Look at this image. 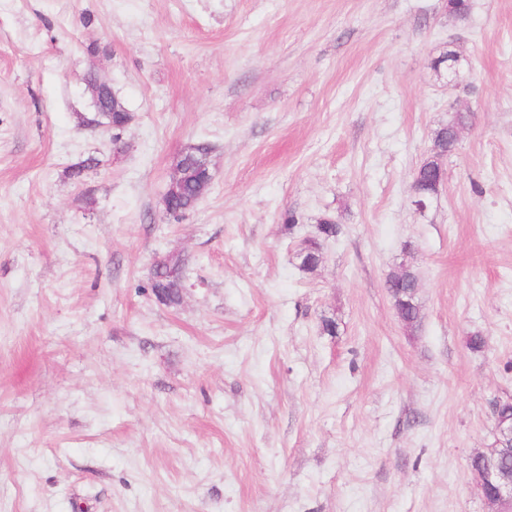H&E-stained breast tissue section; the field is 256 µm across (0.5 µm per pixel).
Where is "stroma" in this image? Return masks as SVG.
Returning a JSON list of instances; mask_svg holds the SVG:
<instances>
[{"label":"stroma","mask_w":512,"mask_h":512,"mask_svg":"<svg viewBox=\"0 0 512 512\" xmlns=\"http://www.w3.org/2000/svg\"><path fill=\"white\" fill-rule=\"evenodd\" d=\"M470 4L0 0V512H488L468 467L512 397V0ZM194 144L213 181L171 221ZM172 253L174 308L148 280ZM403 264L413 330L385 287ZM469 120V115L456 113L455 117L446 125H442L433 131L431 138V147L428 156L421 162L419 167V179L416 184V191L420 201L427 205L430 203V195L434 190L433 169L439 171L442 167L444 158L451 155L456 149L454 130L458 126H464ZM203 146L191 147L183 152H181L176 161L179 163H184V174L185 180L181 191L180 190L181 182H180V173L174 169L173 176L168 184L167 190L163 197V204H165V200L168 196L178 193L177 195L172 196V210L171 213L168 214L170 218L174 221H179L187 212L192 211L199 203L201 198H196L194 194V185L196 181V169L192 161L193 154L199 150L200 147L204 148L208 152L210 149L207 145L202 144ZM342 233L341 224L331 216L320 220L318 224V237L303 240L297 252L300 260L299 268L310 272L316 269L322 261L323 243L336 239Z\"/></svg>","instance_id":"obj_1"}]
</instances>
